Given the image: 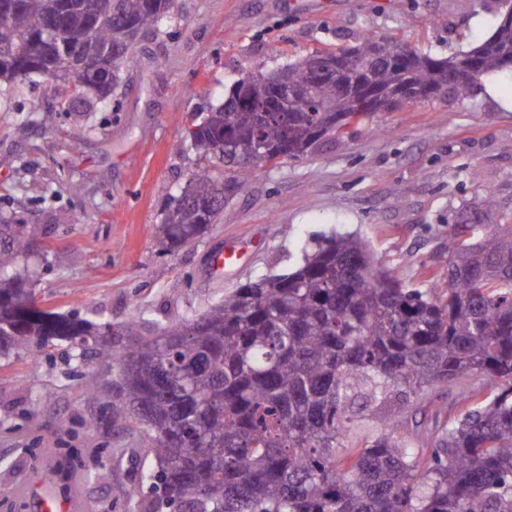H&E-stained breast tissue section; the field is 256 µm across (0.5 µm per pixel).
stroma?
I'll list each match as a JSON object with an SVG mask.
<instances>
[{"label": "stroma", "instance_id": "obj_1", "mask_svg": "<svg viewBox=\"0 0 512 512\" xmlns=\"http://www.w3.org/2000/svg\"><path fill=\"white\" fill-rule=\"evenodd\" d=\"M512 0H176L141 37L122 91L67 112L40 78L0 85V216L38 225L34 297L45 308L118 324L202 314L247 281L291 271L313 241L354 233L405 287L447 268L448 229L491 192L512 215V112L475 85L400 105L297 159L261 164L224 194L225 219L178 255L161 251L162 213L200 164L189 129L237 80L303 56L349 49L368 32L439 58L487 39ZM37 111H28L29 102ZM80 147H72L76 131ZM243 248L225 270L212 259ZM95 366L50 350L0 361V512H29L19 485L54 473L91 512H142L156 462L140 425L114 428L111 399L87 402Z\"/></svg>", "mask_w": 512, "mask_h": 512}]
</instances>
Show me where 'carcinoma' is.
I'll list each match as a JSON object with an SVG mask.
<instances>
[{
  "instance_id": "carcinoma-1",
  "label": "carcinoma",
  "mask_w": 512,
  "mask_h": 512,
  "mask_svg": "<svg viewBox=\"0 0 512 512\" xmlns=\"http://www.w3.org/2000/svg\"><path fill=\"white\" fill-rule=\"evenodd\" d=\"M175 0H112L90 15L87 0H0V82L39 76L66 99L85 91L88 60L112 65L117 96L132 39L157 33ZM356 47L355 67L376 86L450 87L463 97L475 81H512V23L448 58L388 44ZM319 53L289 63L288 111L262 112L274 87L257 77L235 83L191 139L206 165L169 205L158 227L170 256L224 216V189L262 164L252 142L298 158L318 133L348 115L351 97ZM38 228L0 224V358L38 363L65 348L79 367L112 366V424L137 423L157 471L143 512H512V220L486 197L448 232L445 280L407 288L379 267L366 241L334 234L288 273L249 282L207 312L151 326L123 324L131 337L106 340L110 323L34 304L32 244ZM471 376L493 394L461 397L433 435L428 459L400 434L406 404L438 385ZM374 434L350 454L358 425Z\"/></svg>"
}]
</instances>
